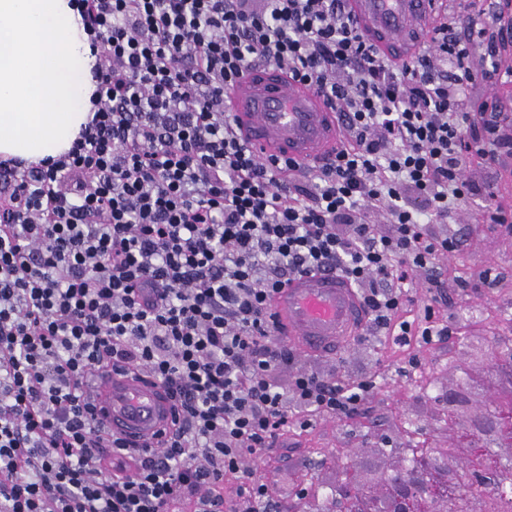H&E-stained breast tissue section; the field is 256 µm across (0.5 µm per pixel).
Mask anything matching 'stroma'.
Returning a JSON list of instances; mask_svg holds the SVG:
<instances>
[{
    "mask_svg": "<svg viewBox=\"0 0 512 512\" xmlns=\"http://www.w3.org/2000/svg\"><path fill=\"white\" fill-rule=\"evenodd\" d=\"M466 175L476 185H491L492 194L473 196L466 209L436 228L457 244L443 267L446 297L435 306L437 316L448 322L452 341L402 349L385 337L333 357L299 353L308 368L334 369L350 381L369 376L376 388L360 416H313L309 428L290 427L271 456L254 462L256 475L270 484L278 512H306L312 501L326 506V492L347 484L350 474L374 471L389 457H405L416 444L438 448L449 437L450 410L499 391L501 377H489L475 361L507 352L506 342L512 340V298H499L481 280L491 267L512 289V235L488 222L496 210L512 216V157H473ZM413 360L421 365L429 390L401 383L404 366Z\"/></svg>",
    "mask_w": 512,
    "mask_h": 512,
    "instance_id": "stroma-1",
    "label": "stroma"
}]
</instances>
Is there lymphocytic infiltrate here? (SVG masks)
Listing matches in <instances>:
<instances>
[{"mask_svg":"<svg viewBox=\"0 0 512 512\" xmlns=\"http://www.w3.org/2000/svg\"><path fill=\"white\" fill-rule=\"evenodd\" d=\"M75 2L94 116L60 158L0 160V512H271L252 461L310 414L355 418L375 387L298 365L273 292L336 272L367 314L362 341L447 335L434 305L456 243L432 226L476 195L471 155L512 156V131L469 95L502 79L473 46L512 32L451 13L396 65L348 0ZM265 66L314 86L349 142L298 180L224 109L233 80ZM107 364L165 387V446L102 428L82 382Z\"/></svg>","mask_w":512,"mask_h":512,"instance_id":"1","label":"lymphocytic infiltrate"}]
</instances>
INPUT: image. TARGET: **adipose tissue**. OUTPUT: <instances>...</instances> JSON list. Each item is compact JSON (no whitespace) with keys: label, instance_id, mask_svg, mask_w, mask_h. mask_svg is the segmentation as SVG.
Instances as JSON below:
<instances>
[{"label":"adipose tissue","instance_id":"adipose-tissue-1","mask_svg":"<svg viewBox=\"0 0 512 512\" xmlns=\"http://www.w3.org/2000/svg\"><path fill=\"white\" fill-rule=\"evenodd\" d=\"M94 64L70 0H0V159L69 151L94 113Z\"/></svg>","mask_w":512,"mask_h":512}]
</instances>
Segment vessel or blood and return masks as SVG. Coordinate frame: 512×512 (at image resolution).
<instances>
[{"mask_svg": "<svg viewBox=\"0 0 512 512\" xmlns=\"http://www.w3.org/2000/svg\"><path fill=\"white\" fill-rule=\"evenodd\" d=\"M365 36L395 63L418 55L435 15L434 0H350ZM224 108L260 155L301 166L318 164L340 146L333 109L314 89L281 70L247 72L224 92ZM276 334L322 356L343 351L367 316L349 281L339 274L304 275L275 292ZM85 393L112 435L128 445H157L175 416L164 388L153 377L123 369L93 373Z\"/></svg>", "mask_w": 512, "mask_h": 512, "instance_id": "obj_1", "label": "vessel or blood"}]
</instances>
